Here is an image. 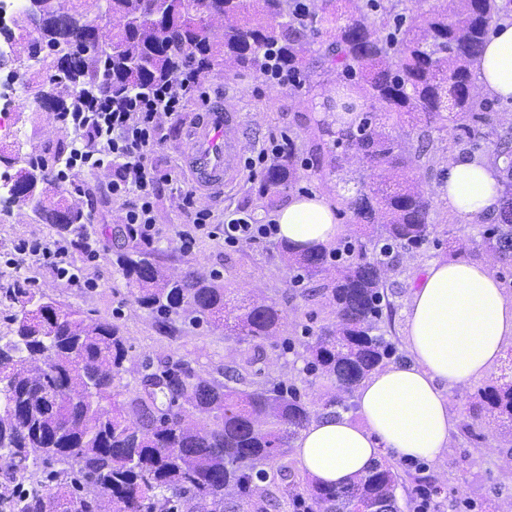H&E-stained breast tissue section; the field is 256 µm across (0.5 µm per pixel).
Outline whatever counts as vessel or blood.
Returning a JSON list of instances; mask_svg holds the SVG:
<instances>
[{
    "label": "vessel or blood",
    "mask_w": 512,
    "mask_h": 512,
    "mask_svg": "<svg viewBox=\"0 0 512 512\" xmlns=\"http://www.w3.org/2000/svg\"><path fill=\"white\" fill-rule=\"evenodd\" d=\"M237 123L236 113L218 109L194 126L188 143V168L196 188L216 192L233 181L241 152L240 142L232 133Z\"/></svg>",
    "instance_id": "b4317fda"
}]
</instances>
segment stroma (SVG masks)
Wrapping results in <instances>:
<instances>
[{
	"label": "stroma",
	"instance_id": "35a3bbf8",
	"mask_svg": "<svg viewBox=\"0 0 512 512\" xmlns=\"http://www.w3.org/2000/svg\"><path fill=\"white\" fill-rule=\"evenodd\" d=\"M10 66L19 74L16 95L24 106L19 125L31 137L23 147V157H49L57 150H70L74 140L72 128L63 125L56 113L40 111L33 100V87L39 76L30 65L25 41H17ZM341 88V82L334 79L321 86L310 80L297 92L285 85L262 81L256 74L236 77L214 68L205 70L200 75L197 92L188 98L181 113L160 117V145L154 160L163 171L179 179L182 189H191L185 145L193 125L217 108L238 113L241 122L238 137L245 144L243 158L256 157L274 140L291 143L302 164L296 192L318 193L334 200L345 235H353L357 227L351 221L346 201L340 198L335 181L315 170L308 151L316 120L336 117L332 111L321 114L319 105L335 98ZM301 114L306 117L302 123L297 120ZM111 183L112 170L103 167L80 173L63 184L68 203L84 217L82 228L66 235L71 259L94 280L91 288L57 279L33 258L15 254L13 248L21 240L49 242L61 233L57 227L42 223L29 209L0 206V336L11 335L10 317L18 309L17 303L9 300V291L31 288L55 303L80 308L87 320L117 321L129 347L127 371L119 383L124 396L137 391L142 365L148 361L182 359L202 377L218 376L234 358L236 348L235 342L225 339L222 330L196 326L180 316L175 318L171 330L163 331L152 314L136 303L133 288L122 275L118 256L130 247L140 246L141 241L126 224L124 202L113 197ZM258 189V182L250 179L243 168L224 193L199 191L195 199L201 207L211 209L217 218L244 211L251 214L255 223L265 224L273 220L276 210L264 203ZM155 215L161 235L150 249L159 254L168 274L175 277L188 271L216 274L226 288L242 298L250 292L263 291L287 312L286 333L290 336H301L309 323L331 319L330 307L295 297L288 264L277 242L228 247L223 239L203 235L197 238L191 252H183L175 241L174 231L187 217L171 185L164 181L157 186ZM431 222L436 226L435 234L414 256L404 259L395 277L397 289L388 295L394 308L393 319L380 325L386 339L398 346L403 343L406 298L423 266L448 256L449 240L465 237L473 241L483 230L479 224L461 223L440 203L431 212ZM92 249L97 257L91 261L87 254ZM302 351V346L290 351L280 340H270L266 344L267 359L260 369L265 377L294 379L300 392L311 398L319 387L304 370ZM473 431L476 438L472 441L461 433H453L441 463L423 460L408 465L394 460L400 476L397 495L403 512L413 510L416 480L420 477L431 478L439 485L441 500L452 510L468 503L472 512H501L503 498L512 492V439L502 436L498 424L488 419L475 421Z\"/></svg>",
	"mask_w": 512,
	"mask_h": 512
}]
</instances>
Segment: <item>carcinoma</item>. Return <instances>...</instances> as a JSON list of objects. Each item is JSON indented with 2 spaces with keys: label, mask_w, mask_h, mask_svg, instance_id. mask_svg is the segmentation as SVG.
Wrapping results in <instances>:
<instances>
[{
  "label": "carcinoma",
  "mask_w": 512,
  "mask_h": 512,
  "mask_svg": "<svg viewBox=\"0 0 512 512\" xmlns=\"http://www.w3.org/2000/svg\"><path fill=\"white\" fill-rule=\"evenodd\" d=\"M86 0H40L46 18L62 13L63 26L45 29L28 45L42 66L36 98H57L59 118L89 90L142 91L185 68L209 69L228 62L235 73H263L278 64L288 84L312 75L336 74L354 84L365 103L354 119L334 126L322 120L311 139L317 166L335 174L342 156L366 160L347 198L357 233L336 247L296 252L280 245L292 283L306 302L326 301L334 319L308 332L306 372L323 380L324 409H350L360 383L396 352L373 334L393 307L384 290L402 264L435 231L434 192L386 174L433 170L434 131L461 129L484 140L490 158L506 164L502 203L481 233L479 246L512 268V125L502 126L486 103L468 92L469 60L483 50L490 27L507 5L498 0H450L409 18L394 0H162L180 15L166 26L154 19V0H96L136 26L115 30L101 42L85 33ZM224 24L220 43L208 39ZM416 130L411 143L387 130L388 121ZM30 159L9 175L10 189L37 184L41 221L68 231L82 214L68 204L57 163ZM298 179L293 153L266 169L259 196L270 206ZM124 277L137 303L166 326L189 309L192 320L224 328V338L243 346L223 379H204L184 360L143 364L140 389L126 401L112 388L127 372L128 350L119 325L86 322L72 306L45 305L43 295L18 289L21 310L13 338L0 343V462L13 481L37 462L40 486L18 484L0 493L10 512H402L399 476L386 461L336 487L314 484L289 459L291 443L317 417L290 381H257L254 367L265 343L281 335L285 316L274 301L240 300L217 277L193 271L166 276L153 251L121 256ZM108 402L105 407L102 402ZM213 419L199 428L185 405ZM468 417H492L512 434V378L477 389Z\"/></svg>",
  "instance_id": "1"
}]
</instances>
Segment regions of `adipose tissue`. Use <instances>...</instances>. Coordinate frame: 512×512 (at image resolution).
I'll return each mask as SVG.
<instances>
[{"mask_svg": "<svg viewBox=\"0 0 512 512\" xmlns=\"http://www.w3.org/2000/svg\"><path fill=\"white\" fill-rule=\"evenodd\" d=\"M470 69L494 99L512 101V19L493 28ZM504 163L457 154L438 198L469 224L496 215ZM278 235L296 249L329 245L341 232L336 206L317 194H294L277 213ZM406 360L373 373L360 386L356 415L327 410L292 443L299 468L317 483L344 485L386 454L403 461L441 458L457 419L446 390L487 376L512 338V299L495 272L463 256L431 261L405 309Z\"/></svg>", "mask_w": 512, "mask_h": 512, "instance_id": "ef3b65f1", "label": "adipose tissue"}]
</instances>
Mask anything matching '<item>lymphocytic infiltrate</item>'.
I'll return each instance as SVG.
<instances>
[{
  "mask_svg": "<svg viewBox=\"0 0 512 512\" xmlns=\"http://www.w3.org/2000/svg\"><path fill=\"white\" fill-rule=\"evenodd\" d=\"M199 74L187 69L174 79L158 84L147 93L124 95L99 92L81 95L67 122L77 142L61 171L62 178L92 171L109 164L115 170L111 189L127 205L126 220L145 243L159 234L154 216V195L161 175L152 158L159 143L157 118L178 114L186 99L197 91ZM194 194H180L181 207L189 220L176 236L182 251H191L199 235L223 236L225 245H254L273 241L278 232L274 223H255L250 214L237 213L214 222L209 209L193 206ZM16 250L42 260L44 266L61 279H79L70 260L69 245L60 238L50 244L23 240Z\"/></svg>",
  "mask_w": 512,
  "mask_h": 512,
  "instance_id": "1",
  "label": "lymphocytic infiltrate"
}]
</instances>
